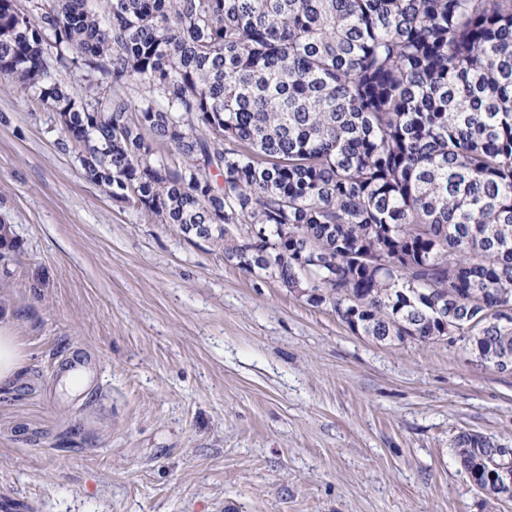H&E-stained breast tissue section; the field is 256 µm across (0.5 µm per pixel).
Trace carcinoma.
I'll use <instances>...</instances> for the list:
<instances>
[{
  "mask_svg": "<svg viewBox=\"0 0 512 512\" xmlns=\"http://www.w3.org/2000/svg\"><path fill=\"white\" fill-rule=\"evenodd\" d=\"M54 2L0 0V76L112 200L357 335L512 362V0ZM490 452L454 443L483 487Z\"/></svg>",
  "mask_w": 512,
  "mask_h": 512,
  "instance_id": "cac0c4a2",
  "label": "carcinoma"
}]
</instances>
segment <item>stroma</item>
Masks as SVG:
<instances>
[{
  "label": "stroma",
  "instance_id": "stroma-1",
  "mask_svg": "<svg viewBox=\"0 0 512 512\" xmlns=\"http://www.w3.org/2000/svg\"><path fill=\"white\" fill-rule=\"evenodd\" d=\"M50 108L0 79V512H512L453 451L512 447V375L390 347L115 202ZM90 391L62 398L76 349ZM14 338L0 328V388H12L23 373Z\"/></svg>",
  "mask_w": 512,
  "mask_h": 512
}]
</instances>
